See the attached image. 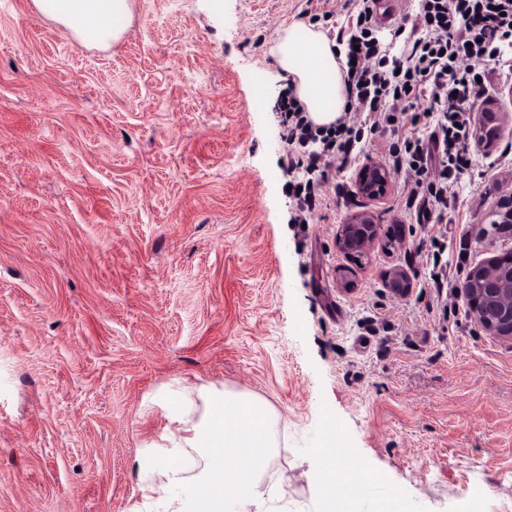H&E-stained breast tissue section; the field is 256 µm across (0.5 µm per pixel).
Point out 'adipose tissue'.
<instances>
[{"label": "adipose tissue", "instance_id": "obj_1", "mask_svg": "<svg viewBox=\"0 0 512 512\" xmlns=\"http://www.w3.org/2000/svg\"><path fill=\"white\" fill-rule=\"evenodd\" d=\"M37 9L82 44L103 48L130 27L131 0H34ZM315 125L339 119L347 104L341 54L317 25L292 21L270 49ZM174 414L160 441L146 446L138 466L143 512H270L276 484L265 481L278 446L276 416L249 393L178 383ZM323 512H357L372 477L358 459L318 449Z\"/></svg>", "mask_w": 512, "mask_h": 512}]
</instances>
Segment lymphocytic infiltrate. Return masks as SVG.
I'll return each mask as SVG.
<instances>
[{"label": "lymphocytic infiltrate", "instance_id": "f902f5d3", "mask_svg": "<svg viewBox=\"0 0 512 512\" xmlns=\"http://www.w3.org/2000/svg\"><path fill=\"white\" fill-rule=\"evenodd\" d=\"M374 3L344 0L336 32L348 62L344 116L316 128L294 93L282 99L297 206L304 213L320 207L319 186L333 163H354L365 135L387 132L395 137L389 163L402 176L405 208L418 223L440 224L449 188L472 164L465 143L473 105L488 94L495 70L512 75V61L502 56L512 46V0H417L415 22L396 54L375 35Z\"/></svg>", "mask_w": 512, "mask_h": 512}]
</instances>
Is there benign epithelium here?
Returning a JSON list of instances; mask_svg holds the SVG:
<instances>
[{"mask_svg": "<svg viewBox=\"0 0 512 512\" xmlns=\"http://www.w3.org/2000/svg\"><path fill=\"white\" fill-rule=\"evenodd\" d=\"M389 182V170L374 162L359 170L356 187L361 195L377 199L387 193ZM493 223L512 224V194L501 199ZM377 240L378 225L368 212L339 225L336 235L339 249L352 261L366 258ZM387 287L394 296L406 297L411 276L395 269L387 276ZM463 291L478 324L494 336L512 340V252L471 270Z\"/></svg>", "mask_w": 512, "mask_h": 512, "instance_id": "1", "label": "benign epithelium"}]
</instances>
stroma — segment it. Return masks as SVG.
Returning a JSON list of instances; mask_svg holds the SVG:
<instances>
[{"mask_svg":"<svg viewBox=\"0 0 512 512\" xmlns=\"http://www.w3.org/2000/svg\"><path fill=\"white\" fill-rule=\"evenodd\" d=\"M339 0H134L107 49L0 0V512H134L133 461L187 381L279 418L274 512H318L326 423L406 512H512V340L462 288L512 251V81L473 114L471 168L438 251L400 204L337 194L294 223L282 165L281 28ZM359 212L398 246H336ZM448 269L440 295L425 285ZM413 288L395 298L391 268Z\"/></svg>","mask_w":512,"mask_h":512,"instance_id":"1","label":"stroma"}]
</instances>
